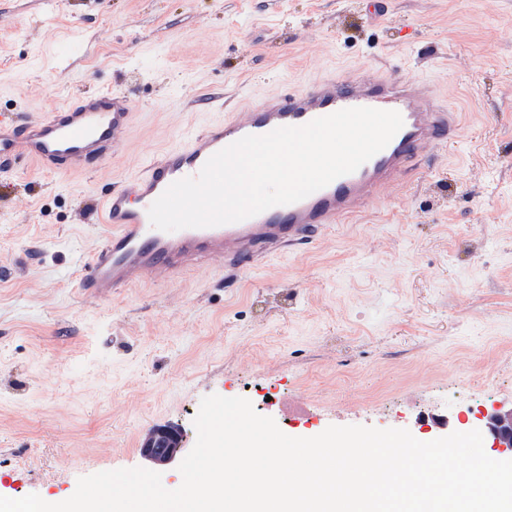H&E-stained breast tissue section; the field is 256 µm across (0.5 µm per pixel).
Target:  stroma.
I'll return each instance as SVG.
<instances>
[{
  "instance_id": "35a3bbf8",
  "label": "stroma",
  "mask_w": 512,
  "mask_h": 512,
  "mask_svg": "<svg viewBox=\"0 0 512 512\" xmlns=\"http://www.w3.org/2000/svg\"><path fill=\"white\" fill-rule=\"evenodd\" d=\"M0 0V113L87 91L136 112L119 153L0 179V496L58 503L80 477L157 468L141 447L203 397H244L292 437L331 425L418 440L512 408V0ZM354 72L429 80L465 113L402 187L311 252L97 297L78 268L100 196L224 111Z\"/></svg>"
}]
</instances>
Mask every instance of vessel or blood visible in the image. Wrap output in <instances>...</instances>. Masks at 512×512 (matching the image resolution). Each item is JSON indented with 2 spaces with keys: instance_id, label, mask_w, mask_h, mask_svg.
I'll list each match as a JSON object with an SVG mask.
<instances>
[{
  "instance_id": "vessel-or-blood-1",
  "label": "vessel or blood",
  "mask_w": 512,
  "mask_h": 512,
  "mask_svg": "<svg viewBox=\"0 0 512 512\" xmlns=\"http://www.w3.org/2000/svg\"><path fill=\"white\" fill-rule=\"evenodd\" d=\"M350 107L394 110L404 121L389 144L354 173L296 203L237 223L175 232L152 227L151 204L173 182L197 176L223 148L247 135L301 126ZM134 117L127 96L104 90L67 100L25 123L0 114V174L11 172L20 158L53 174L87 169L117 153ZM459 126V113L442 107L429 83L355 73L322 78L308 88L265 97L245 111L226 113L102 195L99 219L110 231L85 261L79 286L96 296L103 289L128 288L147 279L169 282L216 262L233 272L245 262L256 265L309 249L336 225L363 215L371 203L402 186L419 151L449 140Z\"/></svg>"
}]
</instances>
